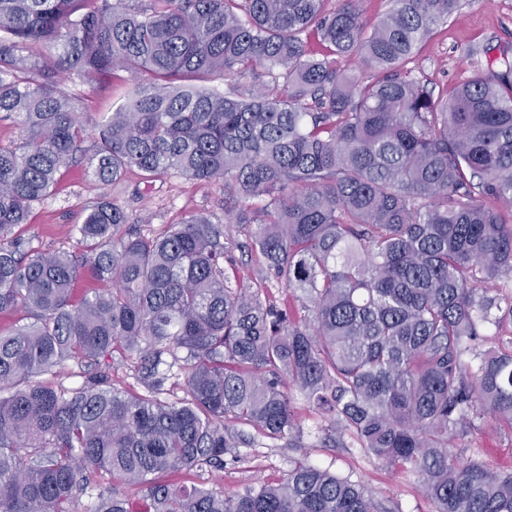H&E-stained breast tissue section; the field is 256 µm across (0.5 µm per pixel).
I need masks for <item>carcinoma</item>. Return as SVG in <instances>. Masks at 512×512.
Masks as SVG:
<instances>
[{
  "label": "carcinoma",
  "instance_id": "1",
  "mask_svg": "<svg viewBox=\"0 0 512 512\" xmlns=\"http://www.w3.org/2000/svg\"><path fill=\"white\" fill-rule=\"evenodd\" d=\"M361 2L0 0V118L18 130L0 144V313L29 319L0 333V512H74L96 472L114 489L90 512H379L314 465L234 496L163 480L251 444L229 418L300 437L290 387L422 478L435 512H512V470L451 448L480 415L512 429V60L436 97L405 67L462 0H390L369 31ZM353 59L373 79L341 67ZM116 68L133 98L90 137L60 76L89 85ZM259 68L284 91L208 88ZM89 137L105 185L130 170L224 180L242 203L227 223L256 225L252 248L301 314L228 285L224 225L201 213L146 239L122 233L130 218L104 196L77 226L79 254L12 237ZM85 273L96 287L77 299ZM119 348L139 354L147 394L33 381ZM175 367L184 396L168 403Z\"/></svg>",
  "mask_w": 512,
  "mask_h": 512
}]
</instances>
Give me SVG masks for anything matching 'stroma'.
<instances>
[{
  "mask_svg": "<svg viewBox=\"0 0 512 512\" xmlns=\"http://www.w3.org/2000/svg\"><path fill=\"white\" fill-rule=\"evenodd\" d=\"M503 55L512 58V0H464L421 46L408 68L412 78L436 93L447 94L485 70L487 58ZM62 87L74 98L78 112L90 123L99 124L128 101L133 83L126 72L116 70L89 85L67 78ZM85 164L84 157L76 158L54 193L34 204L29 222L16 228L17 237L43 250L78 251L76 226L104 195L123 208L131 226L147 237L193 212L223 222V183L204 184L175 175L149 183L131 172L119 183L103 187L87 176ZM224 230V270L231 283H252L261 277L269 295H285L283 282L267 276L263 258L251 249V227L225 224ZM291 397L302 427L298 447L263 438L252 427L234 422L231 430L252 440L238 457H225L220 469L205 467L189 476L169 474V481L195 483L230 495L257 481L281 483L296 464H314L360 481L383 512H435L417 477L368 455L351 432L328 438L323 416L309 407L299 392H292ZM453 447L463 457L478 458L488 467L512 468V429L490 415L476 419L472 434L466 441H454Z\"/></svg>",
  "mask_w": 512,
  "mask_h": 512,
  "instance_id": "35a3bbf8",
  "label": "stroma"
}]
</instances>
